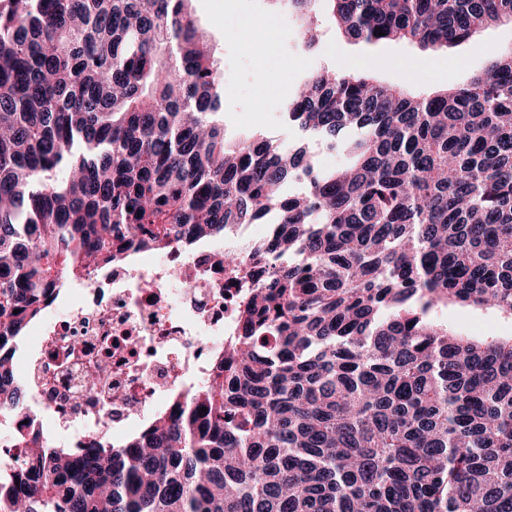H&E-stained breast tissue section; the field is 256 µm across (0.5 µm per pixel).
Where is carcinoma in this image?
<instances>
[{"label":"carcinoma","instance_id":"1","mask_svg":"<svg viewBox=\"0 0 512 512\" xmlns=\"http://www.w3.org/2000/svg\"><path fill=\"white\" fill-rule=\"evenodd\" d=\"M192 2L0 0V405L24 398L14 358L63 279L272 218L224 253L257 285L209 383L118 448L18 435L0 512H512V336L435 319H512V48L430 96L314 72L285 119L332 150L357 132L322 171L226 144ZM281 2L307 52L323 4L368 44L512 24V0ZM448 325L474 336H512V322L499 319L493 311L473 307L449 306L440 313Z\"/></svg>","mask_w":512,"mask_h":512}]
</instances>
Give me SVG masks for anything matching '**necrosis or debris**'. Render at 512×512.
<instances>
[{
  "instance_id": "necrosis-or-debris-1",
  "label": "necrosis or debris",
  "mask_w": 512,
  "mask_h": 512,
  "mask_svg": "<svg viewBox=\"0 0 512 512\" xmlns=\"http://www.w3.org/2000/svg\"><path fill=\"white\" fill-rule=\"evenodd\" d=\"M247 230L187 250L137 252L69 284L31 325L34 359L16 374L27 387L21 409L0 412V465L24 459L12 434L37 423L47 441L83 454L122 445L172 396L204 385L236 335L243 281L225 270L224 254L246 251ZM101 374L95 391L83 382Z\"/></svg>"
}]
</instances>
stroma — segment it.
Segmentation results:
<instances>
[{"label":"stroma","mask_w":512,"mask_h":512,"mask_svg":"<svg viewBox=\"0 0 512 512\" xmlns=\"http://www.w3.org/2000/svg\"><path fill=\"white\" fill-rule=\"evenodd\" d=\"M199 27L215 46L222 63L224 106L218 119L228 142L263 132L284 146H306L319 168L334 167L346 158L341 151L306 142L288 125L284 107L309 75L319 69L348 74L370 72L388 84H403L417 93L458 85L481 70L503 47L512 45V29L492 27L451 50L429 52L403 41L368 44L345 37L332 18L321 15V41L311 52L297 47L298 21L284 15L278 0H193ZM273 20L277 34L266 38L264 24ZM266 38L267 54L281 61L277 71L259 64L247 42ZM449 326L474 336H512V322L493 311L449 307Z\"/></svg>","instance_id":"obj_1"}]
</instances>
